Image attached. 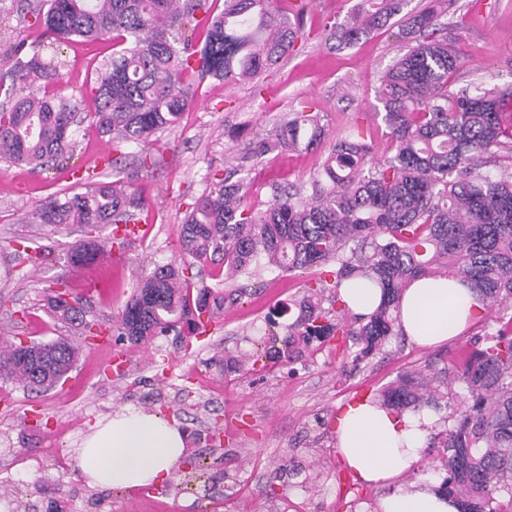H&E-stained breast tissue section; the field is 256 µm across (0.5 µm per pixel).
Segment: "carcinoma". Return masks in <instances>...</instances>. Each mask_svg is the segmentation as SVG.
I'll return each instance as SVG.
<instances>
[{"mask_svg":"<svg viewBox=\"0 0 512 512\" xmlns=\"http://www.w3.org/2000/svg\"><path fill=\"white\" fill-rule=\"evenodd\" d=\"M31 14L45 40L5 51L10 68L7 105L0 108V159L33 172L61 165L73 152L84 121L60 92L37 96L29 88L57 83L50 52L62 41L112 42V57L95 68L93 120L112 140V151L143 147L173 126L193 102L192 81H243L275 68L304 37L306 0H12ZM404 0H359L349 22L329 37L354 44L390 24ZM448 0H426L402 17L399 56L377 90L387 127L389 155L345 136L329 146L309 184L269 185L266 207L247 201L251 186L236 171L209 175V191L182 224V266L157 265L139 280L112 332L133 347L234 305L245 287H197L189 271L209 264L227 279L259 275L262 268L313 277L302 294L277 314L288 317L286 334L268 332L269 359L292 362L302 352L341 337L342 354L355 358L403 335L400 300L421 277L466 282L494 322L481 347L436 374L406 372L381 391L379 406L396 414L452 408L445 428L426 447L443 449L436 470L442 488L461 512H512V85L448 90L461 60L440 19ZM326 137L318 112H291L251 157L282 149L309 150ZM121 158L109 162L115 180L84 192L47 199L29 224H135L146 210L142 194L123 177ZM7 247L35 266L50 258L31 238ZM101 246L78 240L65 252L72 268ZM362 277L381 290L368 315L342 299L344 282ZM46 295L58 323L93 336L104 329L82 299ZM79 347L65 336L48 342L0 339V378L34 392L54 389L73 369Z\"/></svg>","mask_w":512,"mask_h":512,"instance_id":"cac0c4a2","label":"carcinoma"}]
</instances>
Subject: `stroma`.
I'll return each instance as SVG.
<instances>
[{
	"mask_svg": "<svg viewBox=\"0 0 512 512\" xmlns=\"http://www.w3.org/2000/svg\"><path fill=\"white\" fill-rule=\"evenodd\" d=\"M0 0V52L40 41L32 17L10 11ZM357 0H311L303 24L308 40L274 69L249 82L208 80L195 90L193 104L173 129L157 135L148 151L155 164L140 168L137 154L125 164L148 202L141 239L128 248L124 263L98 259L77 273L76 287L90 289L85 302L97 319H116L137 279L155 266L181 263V229L189 204L205 193L208 174L237 170L259 201H267L272 182L299 185L314 175L319 149L271 153L250 158L254 135L273 134L279 117L302 107L322 115L329 138L360 136L376 155L387 147L383 110L376 99L381 73L397 55L398 27L380 31L346 48L327 40L325 24L343 23ZM456 34L462 65L451 91L476 86L512 85V0H455L443 18ZM111 44L68 45L55 55L59 88L92 112L94 69ZM108 139L84 121L71 164L99 166ZM99 178L112 169L99 166ZM64 169L30 172L0 160V336L19 333L38 341L72 336L81 354L66 381L46 393H31L0 378V512H373L384 489L352 483L336 454V423L352 402L378 394L409 371H439L449 357L472 351L484 338L482 324L434 349L416 347L404 337L389 338L360 361L332 347L259 374L224 375V352L260 350L265 316L297 296L300 278L264 271L258 286L224 311L223 327L185 344L175 334L158 335L145 348L130 349V363L118 377H107L110 346L82 340L80 332L54 322L45 307L46 288L67 274L65 248L80 239L65 224L28 223L45 198L72 189ZM40 239L53 246L49 261L23 267L6 240ZM111 286L92 289L100 277ZM163 413L187 433V457L174 479L162 481L161 495L135 497L127 489L89 487L74 469L82 438L96 418L126 407ZM317 466L309 482L285 471L288 463Z\"/></svg>",
	"mask_w": 512,
	"mask_h": 512,
	"instance_id": "1",
	"label": "stroma"
}]
</instances>
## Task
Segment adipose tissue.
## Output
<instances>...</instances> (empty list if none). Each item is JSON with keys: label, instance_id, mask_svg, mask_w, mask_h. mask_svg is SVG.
Wrapping results in <instances>:
<instances>
[{"label": "adipose tissue", "instance_id": "adipose-tissue-1", "mask_svg": "<svg viewBox=\"0 0 512 512\" xmlns=\"http://www.w3.org/2000/svg\"><path fill=\"white\" fill-rule=\"evenodd\" d=\"M482 312L466 283L425 277L403 294L401 326L417 345L435 346L461 334ZM434 422L426 412L398 417L365 400L350 404L338 418L341 461L363 482L392 486L375 512H459L457 502L433 480H399L420 463ZM186 437L178 421L128 408L91 426L76 466L91 486L125 489L159 483L184 458Z\"/></svg>", "mask_w": 512, "mask_h": 512}]
</instances>
